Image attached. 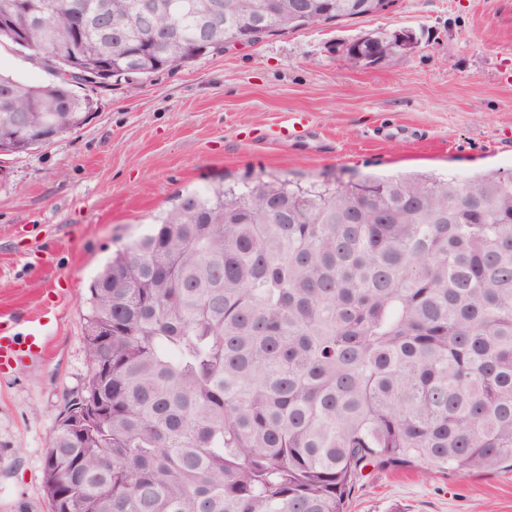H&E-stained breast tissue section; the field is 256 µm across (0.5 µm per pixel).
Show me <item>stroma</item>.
<instances>
[{
	"mask_svg": "<svg viewBox=\"0 0 512 512\" xmlns=\"http://www.w3.org/2000/svg\"><path fill=\"white\" fill-rule=\"evenodd\" d=\"M408 28L417 47L367 66L344 45ZM79 130L0 158V316L55 304L44 360L0 378V512H50L51 432L87 371L84 300L113 251L175 195L215 180L401 172L512 174V0H395L384 14L267 37L95 90ZM307 133L278 135L289 113ZM348 512H512V470L366 468Z\"/></svg>",
	"mask_w": 512,
	"mask_h": 512,
	"instance_id": "35a3bbf8",
	"label": "stroma"
}]
</instances>
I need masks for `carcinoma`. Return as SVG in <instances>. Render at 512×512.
<instances>
[{"mask_svg":"<svg viewBox=\"0 0 512 512\" xmlns=\"http://www.w3.org/2000/svg\"><path fill=\"white\" fill-rule=\"evenodd\" d=\"M19 0L0 154L107 89L368 0ZM88 373L50 436V512H346L362 470L512 468V174L257 178L185 191L89 288ZM0 67L3 71L9 72L17 78L28 83H44L54 78L43 70L33 66L30 61L18 55L11 44L0 46Z\"/></svg>","mask_w":512,"mask_h":512,"instance_id":"carcinoma-1","label":"carcinoma"}]
</instances>
